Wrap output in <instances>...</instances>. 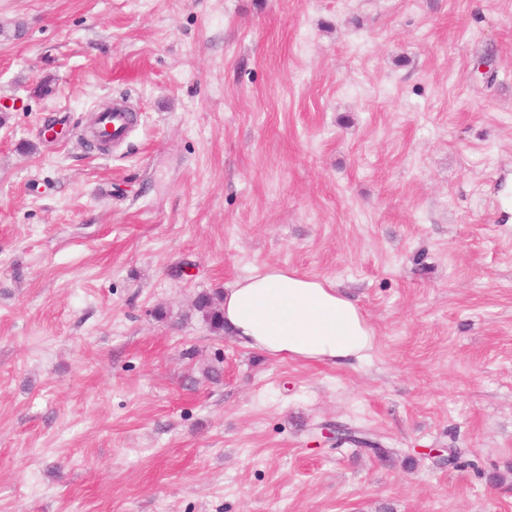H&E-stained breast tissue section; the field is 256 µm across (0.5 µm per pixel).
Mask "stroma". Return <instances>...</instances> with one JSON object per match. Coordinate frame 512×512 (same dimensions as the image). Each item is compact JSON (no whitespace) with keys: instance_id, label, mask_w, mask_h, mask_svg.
<instances>
[{"instance_id":"obj_1","label":"stroma","mask_w":512,"mask_h":512,"mask_svg":"<svg viewBox=\"0 0 512 512\" xmlns=\"http://www.w3.org/2000/svg\"><path fill=\"white\" fill-rule=\"evenodd\" d=\"M269 263L367 358L213 331ZM382 505L512 512V0H0V512Z\"/></svg>"}]
</instances>
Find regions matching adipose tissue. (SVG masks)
<instances>
[{
	"mask_svg": "<svg viewBox=\"0 0 512 512\" xmlns=\"http://www.w3.org/2000/svg\"><path fill=\"white\" fill-rule=\"evenodd\" d=\"M224 327L242 347L275 360L346 365L363 360L376 334L334 284L277 263L226 286Z\"/></svg>",
	"mask_w": 512,
	"mask_h": 512,
	"instance_id": "ef3b65f1",
	"label": "adipose tissue"
}]
</instances>
